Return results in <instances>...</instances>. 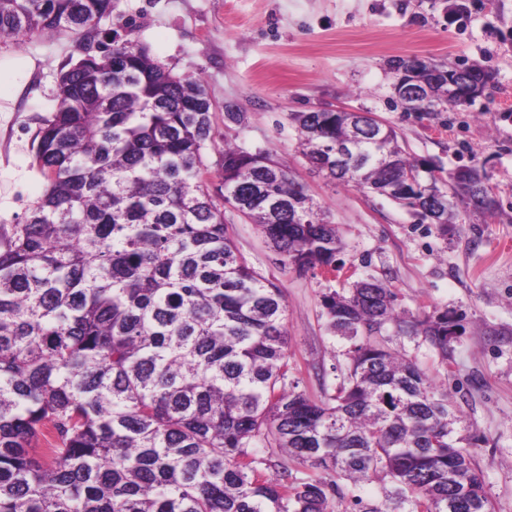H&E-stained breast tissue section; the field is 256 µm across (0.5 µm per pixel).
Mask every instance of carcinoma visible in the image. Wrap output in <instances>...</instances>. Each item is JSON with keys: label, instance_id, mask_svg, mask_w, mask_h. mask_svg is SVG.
I'll return each instance as SVG.
<instances>
[{"label": "carcinoma", "instance_id": "1", "mask_svg": "<svg viewBox=\"0 0 512 512\" xmlns=\"http://www.w3.org/2000/svg\"><path fill=\"white\" fill-rule=\"evenodd\" d=\"M114 0H0V38L69 31L96 45L62 67L36 163L46 179L25 221L0 225V512H494L448 393L387 332L448 361L446 307L414 316L374 277L321 297L329 333L349 343L335 392L313 399L289 379L281 288L251 268L224 224V198L280 264L343 269L336 225L284 165L210 194L204 151L212 103L199 73L175 74L148 48L100 38ZM417 56L391 68L421 74ZM492 82L494 70L448 67ZM303 155L339 183L363 186L420 224L448 225L499 208L484 167L443 182L409 157L397 131L349 112H293ZM354 139L334 160L330 144ZM245 149L226 145L215 166ZM375 162L357 166V157ZM417 174L420 189L390 192ZM443 184L438 219L423 188ZM276 448L312 469L265 470Z\"/></svg>", "mask_w": 512, "mask_h": 512}]
</instances>
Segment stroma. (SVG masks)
<instances>
[{
    "instance_id": "stroma-1",
    "label": "stroma",
    "mask_w": 512,
    "mask_h": 512,
    "mask_svg": "<svg viewBox=\"0 0 512 512\" xmlns=\"http://www.w3.org/2000/svg\"><path fill=\"white\" fill-rule=\"evenodd\" d=\"M101 29L148 46L174 72L202 74L213 103L211 194L223 185L213 166L223 144L269 152L336 224L346 271L386 280L413 314L465 312L447 363L407 338L392 345L447 387L478 438L471 455L495 512H512V0H466L461 13L449 0H117ZM76 55L67 34L0 41V225L23 223L45 185L33 141L59 70ZM414 55L488 65L496 78L470 106L406 112L393 103L389 62ZM228 102L243 124L225 118ZM323 109L372 112L440 177L484 166L499 210L464 217L443 235L381 196L324 177L289 118ZM224 221L248 265L284 292L291 378L313 398L333 392L345 344L327 331L321 296L348 280L282 268L255 224L229 208Z\"/></svg>"
}]
</instances>
